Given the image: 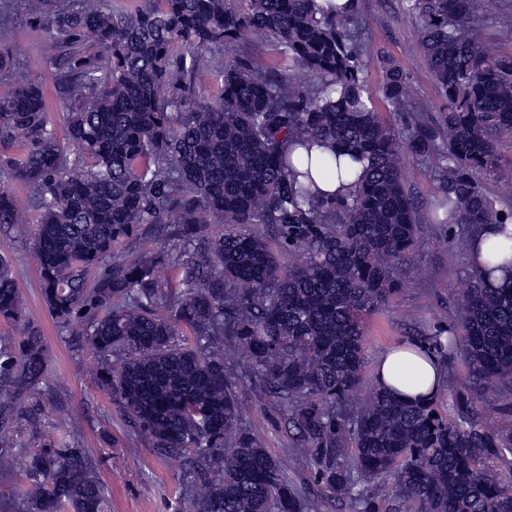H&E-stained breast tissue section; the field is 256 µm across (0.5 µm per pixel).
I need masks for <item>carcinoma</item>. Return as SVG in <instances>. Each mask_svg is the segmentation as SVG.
I'll return each instance as SVG.
<instances>
[{
  "instance_id": "carcinoma-1",
  "label": "carcinoma",
  "mask_w": 512,
  "mask_h": 512,
  "mask_svg": "<svg viewBox=\"0 0 512 512\" xmlns=\"http://www.w3.org/2000/svg\"><path fill=\"white\" fill-rule=\"evenodd\" d=\"M477 0H402L447 102L446 132L410 108L412 79L391 58L363 52L355 14L318 0H26L51 30L64 137L40 83L21 75L0 94V227L26 224L9 181L39 212L35 259L43 301L98 357L94 379L162 458L190 455L192 512H315L264 444L241 424L224 350L248 357L255 390L287 403L319 481L357 512H376L366 484L392 478L417 512H512V482L494 461L512 437L460 394L454 413L408 403L374 387L351 418L336 412L362 382L364 317L389 301L424 224H463L467 239L498 224L502 206L480 178L502 174L512 139V56L481 43ZM261 35L304 67L293 84L241 54L222 70L220 102L194 89L198 53L244 46ZM378 64L379 95L398 128L376 111L366 80ZM363 164L347 195H312L310 148ZM442 162L432 212L408 192L406 156ZM164 243L109 254L145 236ZM300 260L282 265V255ZM471 277L461 311L419 342L446 361L459 343L469 379L512 387V254L496 251ZM0 319L24 326L0 336V409L43 381L50 362L27 318L11 262L0 256ZM350 444L352 456L342 447ZM24 470L37 495L21 512H107L80 448L51 438L32 452L0 451V471Z\"/></svg>"
}]
</instances>
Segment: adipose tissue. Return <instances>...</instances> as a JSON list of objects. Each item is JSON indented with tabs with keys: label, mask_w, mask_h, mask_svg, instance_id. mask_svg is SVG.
Instances as JSON below:
<instances>
[{
	"label": "adipose tissue",
	"mask_w": 512,
	"mask_h": 512,
	"mask_svg": "<svg viewBox=\"0 0 512 512\" xmlns=\"http://www.w3.org/2000/svg\"><path fill=\"white\" fill-rule=\"evenodd\" d=\"M373 375L375 385L413 402L435 400L445 386L439 358L416 343L387 350L375 361Z\"/></svg>",
	"instance_id": "ef3b65f1"
}]
</instances>
